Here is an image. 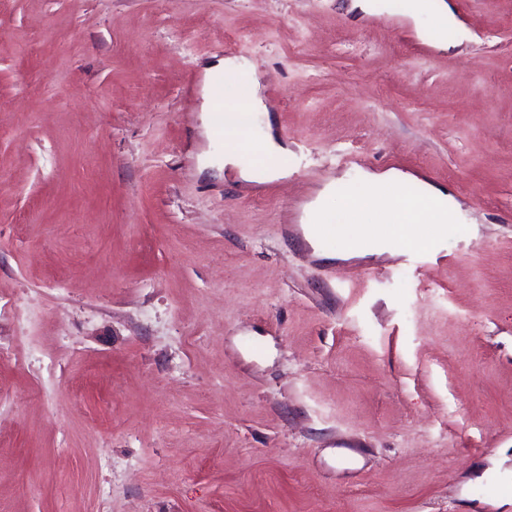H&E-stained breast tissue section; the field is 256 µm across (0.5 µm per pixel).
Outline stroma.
Wrapping results in <instances>:
<instances>
[{"label": "stroma", "instance_id": "stroma-1", "mask_svg": "<svg viewBox=\"0 0 512 512\" xmlns=\"http://www.w3.org/2000/svg\"><path fill=\"white\" fill-rule=\"evenodd\" d=\"M445 2L444 52L350 0H0V512H512V0ZM228 56L288 178L200 166ZM389 169L465 232L315 256ZM234 73L241 78V86L243 88L245 112L251 117L254 114L261 116V127L259 136V149L262 155L270 161L272 179H280L288 177V144L284 142L276 127L273 125L270 111L264 101L262 95V76L256 67L245 58H223L211 62L204 68L207 82L203 88L201 106L203 112V124L211 139L215 136L218 140L224 138V157L222 167H238V142L242 139L241 123L236 112H244L241 109L226 111L224 114V95L223 88L220 85L221 79L218 78L214 83L216 93L219 97L218 104L215 107L214 90L209 85L208 79L212 74L218 72ZM215 107V109H214ZM214 109V111H213ZM213 111V130L209 121L210 112ZM214 133V135H213Z\"/></svg>", "mask_w": 512, "mask_h": 512}]
</instances>
